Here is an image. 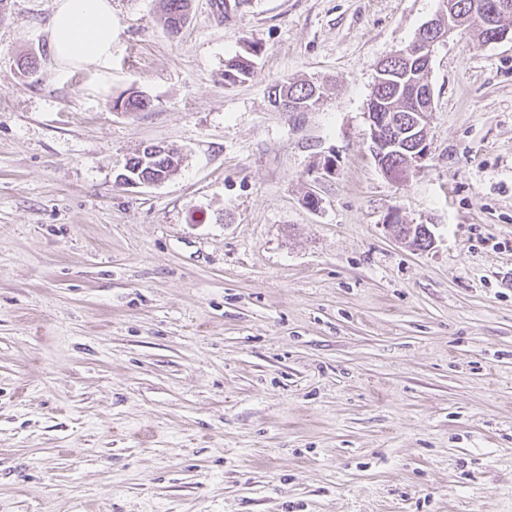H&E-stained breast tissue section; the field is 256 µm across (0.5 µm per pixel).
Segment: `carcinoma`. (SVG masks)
<instances>
[{
  "instance_id": "obj_1",
  "label": "carcinoma",
  "mask_w": 512,
  "mask_h": 512,
  "mask_svg": "<svg viewBox=\"0 0 512 512\" xmlns=\"http://www.w3.org/2000/svg\"><path fill=\"white\" fill-rule=\"evenodd\" d=\"M191 0H164V25L171 27L174 19L184 23L189 16ZM388 76L383 90L370 97L368 112H389L394 119L405 121L418 112H430L431 98L415 89L416 81L425 79V74L413 76L407 73V66L387 64ZM254 75V62L247 56L235 55L225 60L224 80L241 82ZM281 99H290L297 104H306L313 96L314 89L307 81H286L273 86ZM150 100L143 94L132 93L126 98H118L113 109L123 112L144 110ZM180 156L177 152L164 146H146L129 159L126 168L146 181H163L177 171ZM393 232L399 238L408 240V245L416 249L427 248L431 240L425 233H410L405 224L392 225Z\"/></svg>"
}]
</instances>
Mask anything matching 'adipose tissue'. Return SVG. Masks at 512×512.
<instances>
[{"mask_svg": "<svg viewBox=\"0 0 512 512\" xmlns=\"http://www.w3.org/2000/svg\"><path fill=\"white\" fill-rule=\"evenodd\" d=\"M49 30L56 60L76 67L107 65L112 57V2L58 0Z\"/></svg>", "mask_w": 512, "mask_h": 512, "instance_id": "adipose-tissue-1", "label": "adipose tissue"}]
</instances>
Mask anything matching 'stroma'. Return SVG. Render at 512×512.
I'll return each instance as SVG.
<instances>
[{
	"label": "stroma",
	"mask_w": 512,
	"mask_h": 512,
	"mask_svg": "<svg viewBox=\"0 0 512 512\" xmlns=\"http://www.w3.org/2000/svg\"><path fill=\"white\" fill-rule=\"evenodd\" d=\"M55 5L0 18V512H512V39L435 47L396 182L376 66L441 0H192L175 35L112 0L84 69ZM301 80L316 108L271 106ZM149 144L178 171L121 184ZM254 75V62L247 56L235 55L225 60L224 80L228 82L246 81ZM391 127L392 126H373L374 134L372 137L370 152L382 173L389 179L397 181L402 178L401 173L399 171L392 170V168L390 169L386 164L388 158L387 154L394 150L397 147V143L400 141V139L395 136L391 137V133L388 132V128Z\"/></svg>",
	"instance_id": "35a3bbf8"
}]
</instances>
